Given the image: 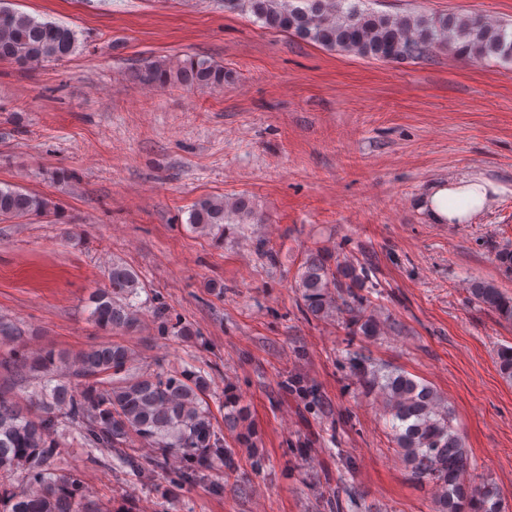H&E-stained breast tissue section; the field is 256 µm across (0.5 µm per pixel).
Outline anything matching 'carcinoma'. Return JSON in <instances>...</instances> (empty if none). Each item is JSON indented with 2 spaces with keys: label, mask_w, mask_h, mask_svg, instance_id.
Segmentation results:
<instances>
[{
  "label": "carcinoma",
  "mask_w": 512,
  "mask_h": 512,
  "mask_svg": "<svg viewBox=\"0 0 512 512\" xmlns=\"http://www.w3.org/2000/svg\"><path fill=\"white\" fill-rule=\"evenodd\" d=\"M224 8L248 12L267 29L372 60L420 58L447 48L471 61L512 59L508 24L476 16L392 17L349 0H224ZM79 47L76 30L0 0V61L31 70L68 58ZM138 77L157 88L217 89L224 87L226 72L205 58L189 56L175 64L148 61ZM59 214L58 204L44 196L0 186L3 222ZM261 223L245 196L231 201L200 197L188 217V224L217 244L224 243L231 225ZM366 276L361 265L334 262L315 251L299 268L295 287L314 317L337 311L348 316L353 334L370 336L376 324L358 293ZM104 277L108 286L89 298L90 320L105 330L132 327L141 315L136 298L143 283L118 263ZM470 293L512 322V295L479 280L471 283ZM133 361L134 354L116 343L90 348L69 362L51 352L13 360L37 386L27 405L0 390V512H111L101 500L87 496L76 475L56 473L61 436L119 473L140 478L166 464L181 467L178 487L225 460L224 435L215 430L206 400L208 378L182 365L131 374ZM497 365L502 377L512 381V347L498 350ZM354 367L360 383L386 400L393 436L411 476L436 488L435 512H505L497 487L472 479L470 456L452 425V410L431 387L386 372L361 352L354 356ZM137 443L163 449L162 460L135 454L130 447Z\"/></svg>",
  "instance_id": "cac0c4a2"
}]
</instances>
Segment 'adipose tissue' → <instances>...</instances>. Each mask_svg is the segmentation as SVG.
Listing matches in <instances>:
<instances>
[{"instance_id":"adipose-tissue-1","label":"adipose tissue","mask_w":512,"mask_h":512,"mask_svg":"<svg viewBox=\"0 0 512 512\" xmlns=\"http://www.w3.org/2000/svg\"><path fill=\"white\" fill-rule=\"evenodd\" d=\"M501 188L478 173L449 180L425 198L433 220L440 224H466L488 209Z\"/></svg>"}]
</instances>
